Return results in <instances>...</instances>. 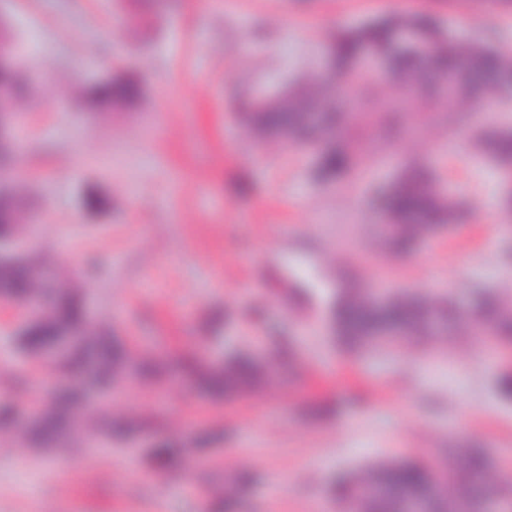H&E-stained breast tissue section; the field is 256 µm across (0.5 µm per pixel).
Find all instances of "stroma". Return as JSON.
Wrapping results in <instances>:
<instances>
[{"mask_svg":"<svg viewBox=\"0 0 512 512\" xmlns=\"http://www.w3.org/2000/svg\"><path fill=\"white\" fill-rule=\"evenodd\" d=\"M431 10L466 41L512 48V8L473 0H0V43L24 50L36 95L14 102L17 228L88 318L136 353L167 348L222 369H265L215 397L150 382L103 398L124 422L89 447L41 448L26 432L59 377L22 352L23 305L0 307V512H336L342 469L417 451L481 448L512 512V401L500 352L459 321L405 338L398 354L347 357L334 343L346 288L435 297L469 311L481 291L512 301V209L468 123L419 105L413 132L367 140L358 176L322 181L318 150L254 137L250 103L337 36L396 12ZM135 72L141 96L93 108L83 88ZM432 165L468 209L462 224L388 252L373 203L401 167ZM103 200L85 209L88 190ZM182 454L163 462L155 448Z\"/></svg>","mask_w":512,"mask_h":512,"instance_id":"1","label":"stroma"}]
</instances>
